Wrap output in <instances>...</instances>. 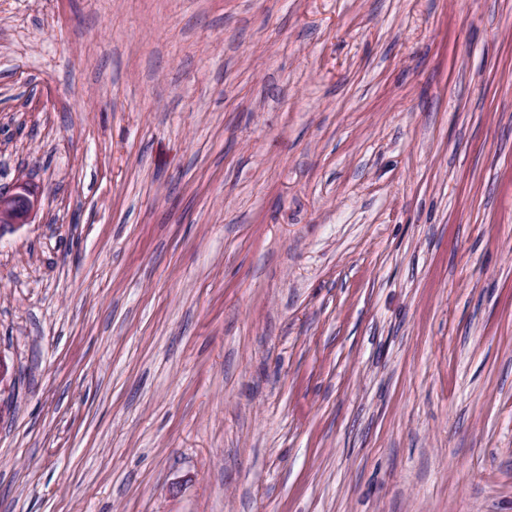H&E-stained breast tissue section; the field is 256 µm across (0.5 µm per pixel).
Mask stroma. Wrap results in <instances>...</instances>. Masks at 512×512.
<instances>
[{
	"mask_svg": "<svg viewBox=\"0 0 512 512\" xmlns=\"http://www.w3.org/2000/svg\"><path fill=\"white\" fill-rule=\"evenodd\" d=\"M0 512H512V0H0ZM37 207V190L27 182L18 183L10 194L0 193V229L5 224L25 223Z\"/></svg>",
	"mask_w": 512,
	"mask_h": 512,
	"instance_id": "35a3bbf8",
	"label": "stroma"
}]
</instances>
